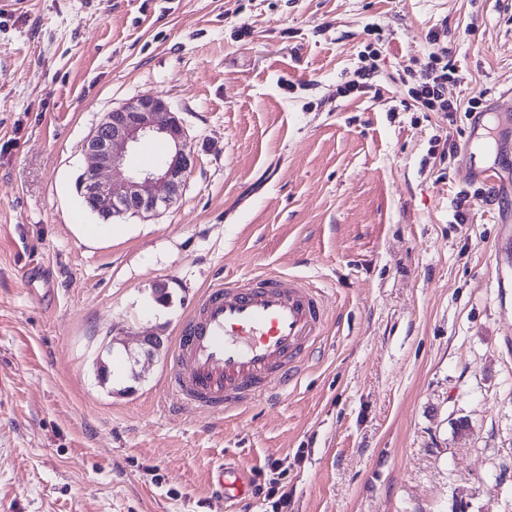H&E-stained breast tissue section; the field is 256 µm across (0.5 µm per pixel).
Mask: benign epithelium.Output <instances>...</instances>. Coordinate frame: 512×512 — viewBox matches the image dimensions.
Returning a JSON list of instances; mask_svg holds the SVG:
<instances>
[{
  "instance_id": "obj_1",
  "label": "benign epithelium",
  "mask_w": 512,
  "mask_h": 512,
  "mask_svg": "<svg viewBox=\"0 0 512 512\" xmlns=\"http://www.w3.org/2000/svg\"><path fill=\"white\" fill-rule=\"evenodd\" d=\"M159 138L169 150L155 166H127L128 153ZM83 148L90 163L80 175L79 196L86 208L101 216L157 215L167 210L194 166L181 118L158 97L137 98L106 113Z\"/></svg>"
}]
</instances>
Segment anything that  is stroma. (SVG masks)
<instances>
[{
  "label": "stroma",
  "instance_id": "stroma-1",
  "mask_svg": "<svg viewBox=\"0 0 512 512\" xmlns=\"http://www.w3.org/2000/svg\"><path fill=\"white\" fill-rule=\"evenodd\" d=\"M376 42L369 88L337 95ZM432 51L450 99L512 87V0H0V512H263L212 476L256 486L273 461L289 512H512V148L475 147L508 180L476 197L451 152L467 116L410 105ZM149 95L196 164L168 211L86 242L83 142ZM263 271L325 295L298 383L220 420L177 410L199 292ZM149 334L162 350L130 367ZM212 482L224 493V499L237 500L248 494V486L242 473L233 467L219 466Z\"/></svg>",
  "mask_w": 512,
  "mask_h": 512
}]
</instances>
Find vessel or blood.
<instances>
[{"instance_id": "vessel-or-blood-1", "label": "vessel or blood", "mask_w": 512, "mask_h": 512, "mask_svg": "<svg viewBox=\"0 0 512 512\" xmlns=\"http://www.w3.org/2000/svg\"><path fill=\"white\" fill-rule=\"evenodd\" d=\"M467 183L498 194V172L468 163ZM329 311L323 292L288 273L255 274L202 290L172 348L166 393L211 416L287 391L325 335ZM225 499L248 486L233 467L213 475Z\"/></svg>"}]
</instances>
